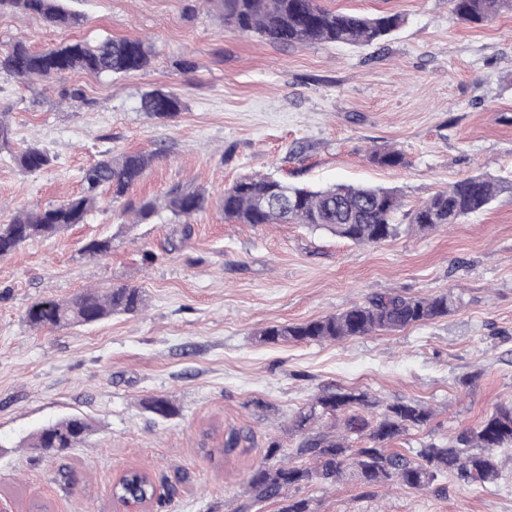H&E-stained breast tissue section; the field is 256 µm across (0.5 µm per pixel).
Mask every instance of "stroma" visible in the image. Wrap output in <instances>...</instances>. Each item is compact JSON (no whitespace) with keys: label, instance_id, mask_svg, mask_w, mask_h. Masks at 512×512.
Wrapping results in <instances>:
<instances>
[{"label":"stroma","instance_id":"1","mask_svg":"<svg viewBox=\"0 0 512 512\" xmlns=\"http://www.w3.org/2000/svg\"><path fill=\"white\" fill-rule=\"evenodd\" d=\"M321 3L396 12L405 23L381 46L288 48L226 28L218 0H64L85 19L72 30L0 12V48L112 36L153 51L149 67L112 77L76 70L22 83L0 74V114L13 131L0 150V224L79 193L82 170L105 153L155 156L122 201L102 193L85 223L0 257V503L12 512H129L113 486L131 469L155 483L150 512H236L268 443L294 445V417L327 388L430 407L428 426L395 443L410 457L512 400V10L475 25L452 16L448 0ZM155 89L181 99L173 119L142 111ZM32 144L52 163L31 173L14 156ZM378 147L401 150L404 165L374 164ZM248 173L390 188L408 208L472 174L499 191L460 223L355 245L300 224L225 220L224 189ZM177 186L207 199L190 235L163 215L130 223L125 207L163 201ZM103 237L111 251L88 257L84 245ZM117 284L141 288L140 312L92 327L25 321L36 300ZM390 292H448L458 306L388 334L258 338ZM156 395L174 416L145 408ZM71 414L91 424L76 448L56 458L28 448L33 432ZM232 432L244 441L227 452ZM287 495L314 512H512V456L495 485L344 482Z\"/></svg>","mask_w":512,"mask_h":512}]
</instances>
